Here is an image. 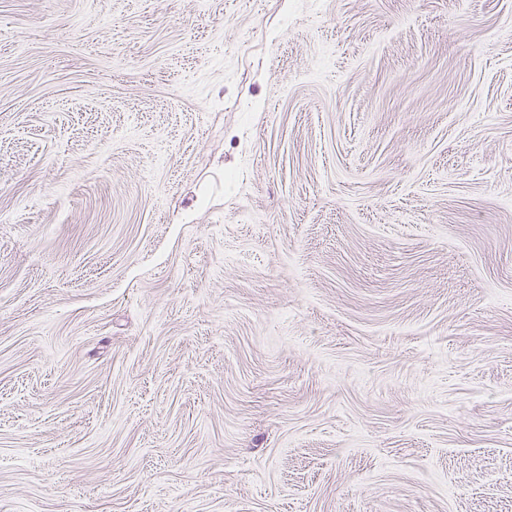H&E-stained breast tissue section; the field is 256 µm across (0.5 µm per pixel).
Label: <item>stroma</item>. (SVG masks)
Instances as JSON below:
<instances>
[{
  "label": "stroma",
  "mask_w": 512,
  "mask_h": 512,
  "mask_svg": "<svg viewBox=\"0 0 512 512\" xmlns=\"http://www.w3.org/2000/svg\"><path fill=\"white\" fill-rule=\"evenodd\" d=\"M0 512H512V0H0Z\"/></svg>",
  "instance_id": "obj_1"
}]
</instances>
